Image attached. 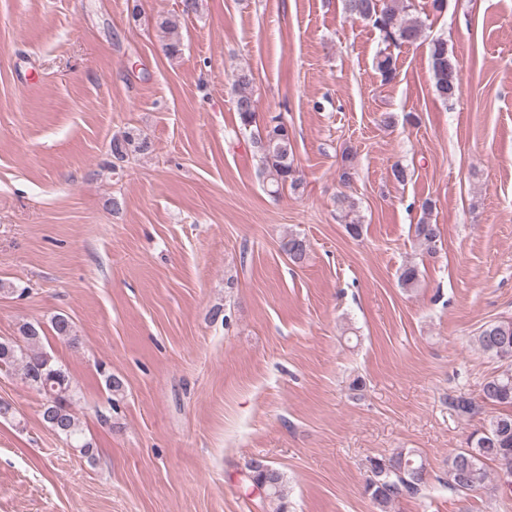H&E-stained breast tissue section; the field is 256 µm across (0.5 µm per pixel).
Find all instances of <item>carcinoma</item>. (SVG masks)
<instances>
[{
	"label": "carcinoma",
	"mask_w": 512,
	"mask_h": 512,
	"mask_svg": "<svg viewBox=\"0 0 512 512\" xmlns=\"http://www.w3.org/2000/svg\"><path fill=\"white\" fill-rule=\"evenodd\" d=\"M349 16L368 21L377 28L384 42L415 44L423 36V24L409 15L403 0H345ZM159 26L170 35L165 53L174 58L181 54V42L177 34V17L160 19ZM433 87L436 95L446 101L455 97L459 87L458 65L444 39L432 41L430 47ZM376 70L385 82L396 74L395 60L390 53H380L376 58ZM252 73L244 69L235 75V112L244 127L256 123V101L250 86ZM260 154L264 173L271 186L296 190L301 185L293 158V139L288 125L281 116L272 117L253 140ZM149 149L147 138L128 129L112 136V158L122 161L134 152ZM348 233L357 237L361 224L354 214V205L344 196L338 199ZM416 238L428 254L436 252L440 241V229L436 224L420 222L415 228ZM283 248L295 264L303 263L308 254L306 241L297 235L289 236ZM418 267L405 266L399 275V285L412 289L418 286ZM56 336L69 344H76L78 336L73 323L63 315L51 319ZM22 343L13 340L0 341V367L20 366L21 376L27 385L42 397V420L59 437L79 450L83 456L92 455V445L84 439L83 429L73 411L75 387L69 372L53 362L51 356L40 348L43 328L38 323L24 322L19 328ZM477 350L506 364L499 374L488 377L482 383L484 402L503 408V411L485 419L482 429L467 439V447L448 457L445 477L440 479L448 489L459 493L477 492L491 479L501 480L500 472L490 473L487 462L500 468L512 467V321L496 320L484 324L473 337ZM370 475L366 479L365 493L372 500L377 512H390L395 500L404 495L420 493L430 480L426 461L413 448H398L388 458L370 462ZM250 481L265 487V499L272 512H287L285 478L283 473L268 464L255 463L249 467Z\"/></svg>",
	"instance_id": "cac0c4a2"
}]
</instances>
